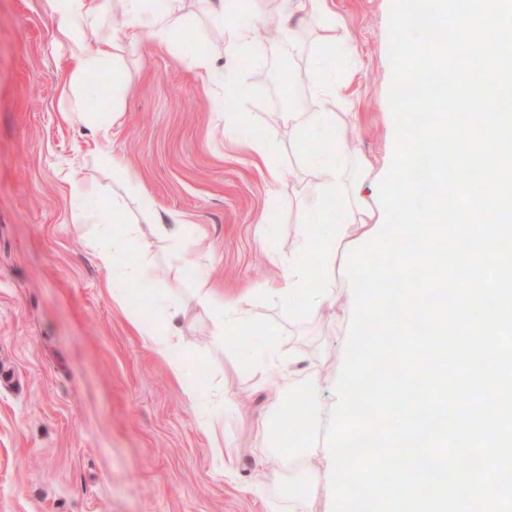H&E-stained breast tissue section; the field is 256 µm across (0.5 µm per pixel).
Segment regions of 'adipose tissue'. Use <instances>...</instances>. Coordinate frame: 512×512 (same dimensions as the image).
<instances>
[{
    "label": "adipose tissue",
    "mask_w": 512,
    "mask_h": 512,
    "mask_svg": "<svg viewBox=\"0 0 512 512\" xmlns=\"http://www.w3.org/2000/svg\"><path fill=\"white\" fill-rule=\"evenodd\" d=\"M59 14V35L71 53L72 71L70 84H77L81 77L98 70L111 56L114 40L104 29L95 28L99 13L96 0H49ZM127 30L130 39L147 38L157 43L169 44L172 35L182 23L179 13L180 0H170L167 12L146 20L141 16L139 0H128ZM285 11L280 19V33L292 39L294 18L312 17L320 21L322 42L327 54H335L336 24L328 0H283ZM95 28V36H88V28ZM283 118L292 125L299 137L317 132L327 141L332 154H352V147L345 141L336 115L332 112H287ZM100 222L98 209L79 210L74 224L86 237L100 266L108 273L107 286L112 298L128 313L132 325L154 345L161 355L184 347L185 341L176 325L159 328L142 321L138 302L132 296L131 286L152 280L149 266L143 264L138 253L141 238L134 225H126L121 234L113 236L111 244H104L97 230ZM370 215L357 199L356 182L341 167L325 165L322 193L310 222L301 224L297 231V245L288 262L282 264L278 279L270 288L279 297L292 320L305 321L319 313L336 308L337 294L334 274L341 262V254L349 242L360 239L371 231ZM194 296L197 302L209 308L215 317L217 332L245 323H253V303L250 297L238 298L232 305H225L223 296L212 288L206 277H198ZM173 376L185 384L184 393L200 406L199 423L202 431L212 439H219L220 416L211 414L212 406L226 404L225 395L214 392L203 395L186 382L187 373L180 362L170 364ZM284 376L272 402L273 413L266 416L258 433L263 441L277 442L281 430H288L296 440L294 448L279 451L282 470L288 473V506L296 508L317 494L324 483L323 471L309 466L312 456H324V449H312L305 441L312 430L328 422L329 415L316 403L315 394L324 383L314 370L299 375L292 364L280 362Z\"/></svg>",
    "instance_id": "1"
}]
</instances>
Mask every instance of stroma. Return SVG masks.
<instances>
[{
    "label": "stroma",
    "mask_w": 512,
    "mask_h": 512,
    "mask_svg": "<svg viewBox=\"0 0 512 512\" xmlns=\"http://www.w3.org/2000/svg\"><path fill=\"white\" fill-rule=\"evenodd\" d=\"M100 3L97 23L116 38V67L85 76L76 93L83 112L113 115L112 147L131 163L128 181L97 156L89 126L60 116L71 60L48 0H0V512H286L280 485L252 490L278 468L254 425L281 371L268 367L259 379L248 360L271 345L300 353L328 377L319 400L331 407L349 324L327 315L289 322L266 293L295 248L327 158L322 139L299 142L281 112L288 98L302 112H334L355 150L336 163L358 171L365 202L379 209L395 145L391 0H333L336 32L355 52L330 63L313 19L293 40L256 42L240 57L231 23L216 20L208 0H181L183 23L168 47L125 38L114 20L127 18V0ZM197 55L244 89L237 120L224 115L223 84L196 78ZM327 74L343 92L323 100L315 89ZM256 128L277 183L262 177L244 144ZM76 184L116 213L114 232L139 226L153 270L152 323L178 312L186 344L178 361L202 376L201 391L217 387L236 401L224 415L231 474L214 469L195 405L113 301L106 271L76 233ZM170 212L183 221L176 245L155 228ZM189 267L223 289L225 302L251 294L256 326L217 339Z\"/></svg>",
    "instance_id": "35a3bbf8"
}]
</instances>
